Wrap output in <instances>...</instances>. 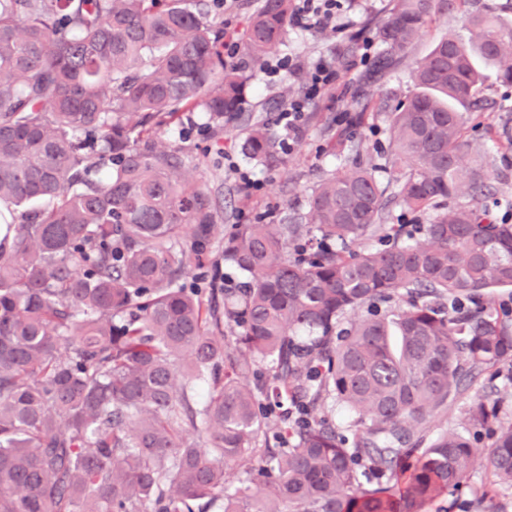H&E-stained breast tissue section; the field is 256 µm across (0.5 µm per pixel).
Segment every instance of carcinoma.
<instances>
[{
	"label": "carcinoma",
	"instance_id": "cac0c4a2",
	"mask_svg": "<svg viewBox=\"0 0 512 512\" xmlns=\"http://www.w3.org/2000/svg\"><path fill=\"white\" fill-rule=\"evenodd\" d=\"M466 4L469 38L436 41L389 111L394 198L430 222L387 223L372 170L334 174L303 217L316 242L236 224L224 262L244 279L206 297L179 280L217 213L155 129L198 106L216 128L239 117L293 0H258L231 63L196 0H0V512H447L477 465L512 487V423L487 398L463 430L424 434L480 375L512 370L496 298L512 224L453 205L490 193L463 168V130L476 60L512 84V26L476 0H396L379 64ZM244 124L251 158L285 164L271 128ZM366 236L380 245L354 251ZM326 397L356 416L351 436L309 418ZM473 430L494 437L482 458Z\"/></svg>",
	"mask_w": 512,
	"mask_h": 512
}]
</instances>
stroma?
<instances>
[{"mask_svg":"<svg viewBox=\"0 0 512 512\" xmlns=\"http://www.w3.org/2000/svg\"><path fill=\"white\" fill-rule=\"evenodd\" d=\"M255 2L208 0L211 19L227 32L226 44L241 42ZM343 5L348 28H289L285 43L269 59L289 58L290 71L269 77L262 69H255L245 87L246 114L273 124L277 138L282 139L286 133L276 126L277 115L289 99L300 93L306 73L322 60L337 64L335 83L306 112L285 165L269 169L250 159L243 148L242 125L230 123L221 130L211 127L200 107L181 113L175 123L158 130L159 141L178 149L187 174L209 194L221 228L257 221L278 224L289 216H304L312 190L338 171L361 166L372 169L380 182H388L389 138L386 115L378 109L380 101L394 105L414 92L415 63L436 40L450 33L464 39L469 36L466 18L460 11L436 16L426 35L379 74L373 59L361 62L360 48L364 42H372L373 58L379 55L376 32L395 0H343ZM483 73L481 95L486 104L469 115L465 161L482 168L492 185L494 195L487 205L493 216L512 224V85L501 84L495 68H484ZM360 113L366 119L359 124L354 117ZM222 245V239L212 240L200 261L185 269L181 284L208 288L216 264L228 280L238 281L239 273L224 263ZM489 480L484 468H475L453 495L451 512H512V489L481 499Z\"/></svg>","mask_w":512,"mask_h":512,"instance_id":"stroma-1","label":"stroma"}]
</instances>
